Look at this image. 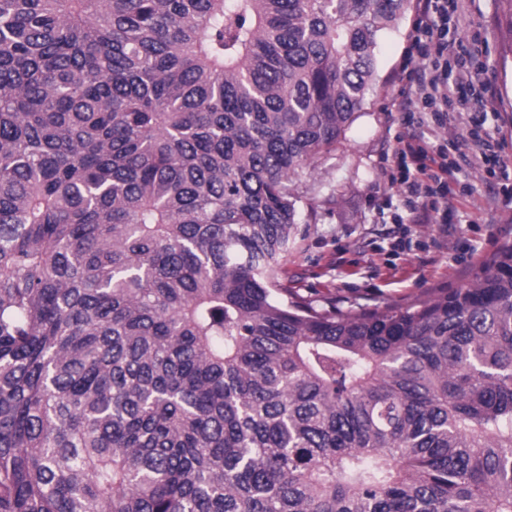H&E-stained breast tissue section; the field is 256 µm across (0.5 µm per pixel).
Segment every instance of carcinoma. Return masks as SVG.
<instances>
[{
	"mask_svg": "<svg viewBox=\"0 0 512 512\" xmlns=\"http://www.w3.org/2000/svg\"><path fill=\"white\" fill-rule=\"evenodd\" d=\"M408 6L0 0V512H512V244L282 277Z\"/></svg>",
	"mask_w": 512,
	"mask_h": 512,
	"instance_id": "obj_1",
	"label": "carcinoma"
}]
</instances>
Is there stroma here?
Wrapping results in <instances>:
<instances>
[{
    "instance_id": "1",
    "label": "stroma",
    "mask_w": 512,
    "mask_h": 512,
    "mask_svg": "<svg viewBox=\"0 0 512 512\" xmlns=\"http://www.w3.org/2000/svg\"><path fill=\"white\" fill-rule=\"evenodd\" d=\"M503 0H468L467 18L486 40L494 95L484 107L486 127L505 139L512 167V35L501 23ZM418 6L410 4L378 46L379 71L372 92L336 150L316 162L303 180L305 218L285 278L289 287L337 307L402 303L432 288H459L506 243L512 218L496 210L486 191L457 197L458 223L398 224L401 197L384 176L386 158L403 133L396 101L400 63Z\"/></svg>"
}]
</instances>
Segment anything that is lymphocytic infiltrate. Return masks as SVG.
<instances>
[{
    "label": "lymphocytic infiltrate",
    "mask_w": 512,
    "mask_h": 512,
    "mask_svg": "<svg viewBox=\"0 0 512 512\" xmlns=\"http://www.w3.org/2000/svg\"><path fill=\"white\" fill-rule=\"evenodd\" d=\"M462 0H420L412 52L403 67L405 87L396 104L408 128L392 150L395 167L388 178L405 199L404 224H451L453 201L461 194L463 167L480 169L492 201L512 212V167L505 145L484 128L483 106L489 94L478 35L466 34ZM467 113L471 147L448 158L447 140L418 135L425 125L443 126L451 114Z\"/></svg>",
    "instance_id": "lymphocytic-infiltrate-1"
}]
</instances>
